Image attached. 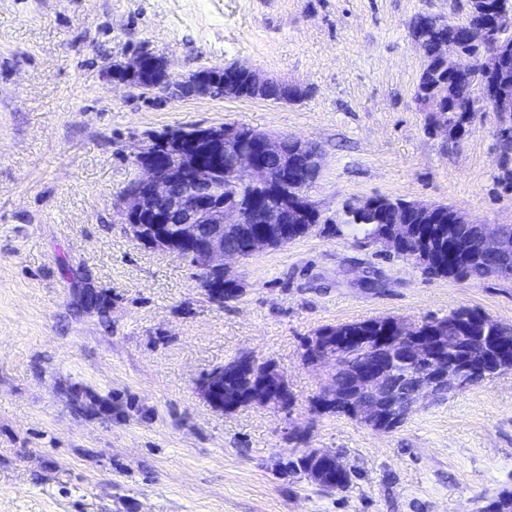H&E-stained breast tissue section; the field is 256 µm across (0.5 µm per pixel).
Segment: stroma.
Masks as SVG:
<instances>
[{"label":"stroma","instance_id":"35a3bbf8","mask_svg":"<svg viewBox=\"0 0 512 512\" xmlns=\"http://www.w3.org/2000/svg\"><path fill=\"white\" fill-rule=\"evenodd\" d=\"M467 0H0V512H483L512 492V372L377 431L314 416L324 326L414 323L467 308L512 327V278L448 280L352 238L346 202L448 204L512 224L498 116L451 143L413 102L415 17ZM138 51L171 80L243 61L300 84L288 104L164 98L110 82ZM246 126L317 143L320 222L234 271L211 303L192 270L124 230L134 155L175 129ZM95 292L105 310L83 307ZM250 353L292 403L211 408L198 382ZM338 452L359 476L327 492L283 462Z\"/></svg>","mask_w":512,"mask_h":512}]
</instances>
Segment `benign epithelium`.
Masks as SVG:
<instances>
[{
  "mask_svg": "<svg viewBox=\"0 0 512 512\" xmlns=\"http://www.w3.org/2000/svg\"><path fill=\"white\" fill-rule=\"evenodd\" d=\"M461 23L446 25V30L420 32L411 30L412 40L423 59L421 73L434 68V58L448 61L459 74H470L481 66L488 74H496L502 59L498 45L490 43L476 59L462 46L466 33ZM233 70L246 80L253 96L263 99L272 90L281 103L293 102L305 95V89L284 79L262 74L251 65L237 61L222 67L191 74L183 81L173 82L167 75L166 62L152 54L136 53L126 63L112 70V81L143 93L156 90L164 93L174 89L188 95L211 96L218 89L230 97L235 86L219 83L224 71ZM491 108L499 117V132L512 133V82L504 78L491 81ZM448 96L455 102H469L474 97L472 84L458 80ZM419 110L426 113V127L455 141L462 128L448 121V108L435 100L415 96ZM276 160L269 168L268 159ZM140 175L122 196L124 230L135 240L157 248L188 263L203 294L214 304L222 305L243 293L240 281L229 270V264L239 262L279 244L284 246L295 235L309 232L311 210L315 209L308 191L322 172V154L313 142L288 136L252 130L243 134L232 125L177 129L155 138L135 155ZM230 177L239 186L265 183L278 188L273 203L259 197H224L213 188ZM440 205L423 201L388 203L378 197L367 198L353 206L356 214H384L386 232L374 239L394 252L405 248L413 239L414 226L409 223L413 212L432 222ZM475 224L478 243L504 255L512 252V230L505 225L493 227L475 223L460 209L448 210V235L455 226ZM249 231L244 236V251L225 248L227 233ZM485 320L462 321L456 336L441 338L432 332L413 334V326L404 320L392 325L394 348L364 350L360 356L365 364L352 370L356 385L346 397L339 392L336 379L322 389L328 399L336 398L345 409L365 424L384 431L386 425L405 420L410 413L427 401L438 399L456 389L478 385L485 379L490 354L512 348V330L505 336H475L476 326ZM346 346L345 332L317 334L308 341L305 362L308 365H329L340 362L348 354L338 352L336 345ZM402 351L419 368L411 372L401 386L391 387L388 366L394 350ZM250 374L255 382L245 394L253 405L277 411L287 410L284 388L287 379L271 361H261L246 355ZM238 365L217 368L207 373L198 384L200 396L214 409L233 408L239 397L224 403V372L236 373ZM306 477L327 491L341 489L333 468L344 466L334 451L311 449Z\"/></svg>",
  "mask_w": 512,
  "mask_h": 512,
  "instance_id": "7a95c632",
  "label": "benign epithelium"
}]
</instances>
